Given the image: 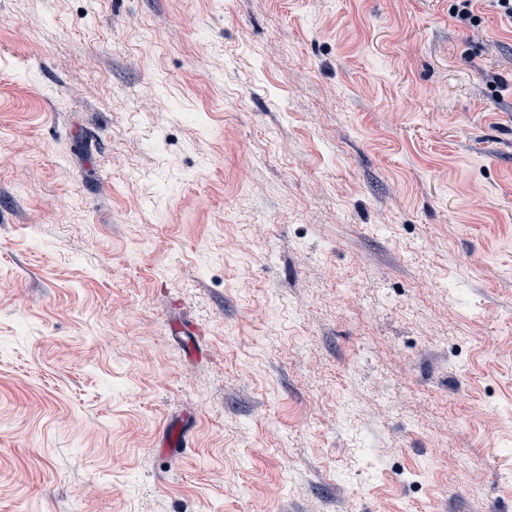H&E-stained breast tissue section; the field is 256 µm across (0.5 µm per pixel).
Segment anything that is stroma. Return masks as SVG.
Returning <instances> with one entry per match:
<instances>
[{
    "mask_svg": "<svg viewBox=\"0 0 512 512\" xmlns=\"http://www.w3.org/2000/svg\"><path fill=\"white\" fill-rule=\"evenodd\" d=\"M454 4L0 0V512H512V22Z\"/></svg>",
    "mask_w": 512,
    "mask_h": 512,
    "instance_id": "stroma-1",
    "label": "stroma"
}]
</instances>
